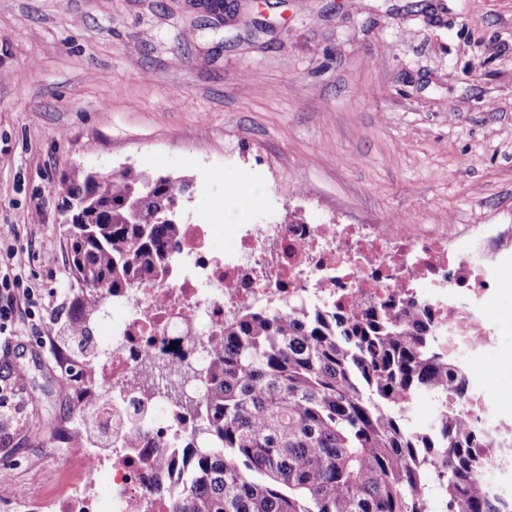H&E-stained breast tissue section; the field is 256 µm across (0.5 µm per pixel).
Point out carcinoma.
<instances>
[{"label": "carcinoma", "instance_id": "carcinoma-1", "mask_svg": "<svg viewBox=\"0 0 512 512\" xmlns=\"http://www.w3.org/2000/svg\"><path fill=\"white\" fill-rule=\"evenodd\" d=\"M68 182L89 199L71 235L84 288L110 294L166 272L181 221L155 223L171 201L164 185L145 191L132 169ZM468 389L426 309L382 302L341 318L304 298L284 311L248 306L216 338L169 512H503L478 486L458 410ZM421 395L444 405L432 430L407 416Z\"/></svg>", "mask_w": 512, "mask_h": 512}]
</instances>
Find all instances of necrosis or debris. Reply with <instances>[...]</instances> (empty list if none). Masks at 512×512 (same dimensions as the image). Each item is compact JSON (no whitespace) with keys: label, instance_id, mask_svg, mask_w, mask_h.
Returning <instances> with one entry per match:
<instances>
[{"label":"necrosis or debris","instance_id":"1","mask_svg":"<svg viewBox=\"0 0 512 512\" xmlns=\"http://www.w3.org/2000/svg\"><path fill=\"white\" fill-rule=\"evenodd\" d=\"M493 230L472 225L461 255L449 252L444 234L300 219L243 225L233 244L218 250L212 225L184 223L166 276L100 298L102 308L125 311L112 323L111 355L63 366L72 388L91 372L112 381L111 398L84 403L81 413L86 463L92 477L111 485L113 512H168L171 474L148 456L187 440L190 408L206 394L212 341L244 307H284L309 296L350 315L393 298L431 312L450 360L463 364L495 347L503 333L486 316L498 287L491 267L499 257L485 244ZM493 405L474 382L459 412L476 439L472 457L488 475L486 491L512 506V417L498 416Z\"/></svg>","mask_w":512,"mask_h":512}]
</instances>
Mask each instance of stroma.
Masks as SVG:
<instances>
[{"label":"stroma","mask_w":512,"mask_h":512,"mask_svg":"<svg viewBox=\"0 0 512 512\" xmlns=\"http://www.w3.org/2000/svg\"><path fill=\"white\" fill-rule=\"evenodd\" d=\"M0 0V250L37 299L0 364L26 372L0 408L12 502L88 476L78 403L56 364L112 347L71 269L59 184L75 165L188 178L185 221L512 225V0ZM86 315L76 342L71 319ZM512 342L470 373L512 414Z\"/></svg>","instance_id":"35a3bbf8"}]
</instances>
